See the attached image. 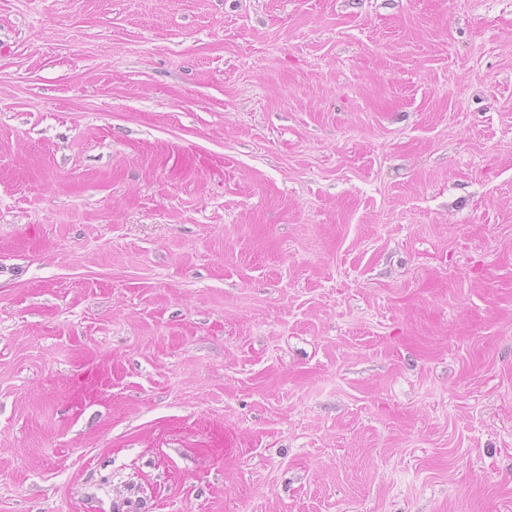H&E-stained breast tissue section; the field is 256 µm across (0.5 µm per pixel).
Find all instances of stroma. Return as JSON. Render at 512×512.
Wrapping results in <instances>:
<instances>
[{
  "mask_svg": "<svg viewBox=\"0 0 512 512\" xmlns=\"http://www.w3.org/2000/svg\"><path fill=\"white\" fill-rule=\"evenodd\" d=\"M0 512H512V0H0Z\"/></svg>",
  "mask_w": 512,
  "mask_h": 512,
  "instance_id": "obj_1",
  "label": "stroma"
}]
</instances>
